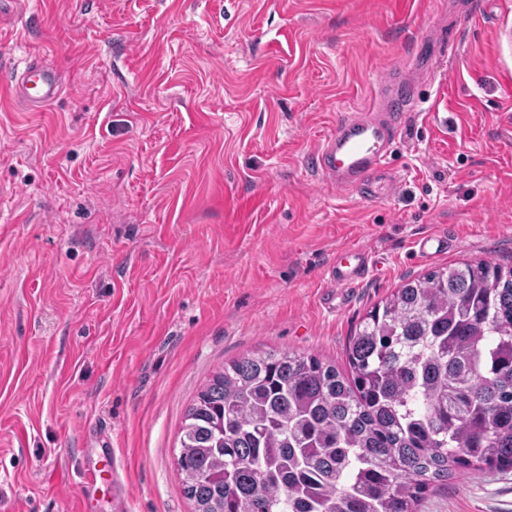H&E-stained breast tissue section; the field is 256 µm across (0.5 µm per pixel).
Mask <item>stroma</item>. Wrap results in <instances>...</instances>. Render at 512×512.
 Returning <instances> with one entry per match:
<instances>
[{"instance_id":"1","label":"stroma","mask_w":512,"mask_h":512,"mask_svg":"<svg viewBox=\"0 0 512 512\" xmlns=\"http://www.w3.org/2000/svg\"><path fill=\"white\" fill-rule=\"evenodd\" d=\"M33 55L64 85L40 112L7 91ZM397 67L426 109L365 202L309 159ZM343 246L369 270L330 309ZM482 259L512 266V0H0V512H192L175 462L215 371L346 369L374 305ZM422 512H512V469Z\"/></svg>"}]
</instances>
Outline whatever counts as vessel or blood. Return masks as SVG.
<instances>
[{"label":"vessel or blood","instance_id":"1","mask_svg":"<svg viewBox=\"0 0 512 512\" xmlns=\"http://www.w3.org/2000/svg\"><path fill=\"white\" fill-rule=\"evenodd\" d=\"M378 89V111L342 114L312 161L313 170L337 191L365 200L389 196L396 190L397 183L386 171L385 161L402 135L406 113L420 102L416 83L395 71L380 81ZM8 90L30 111L39 112L60 97L63 86L57 70L34 57L16 70ZM368 264L365 252L341 250L331 274L334 287L352 286Z\"/></svg>","mask_w":512,"mask_h":512}]
</instances>
